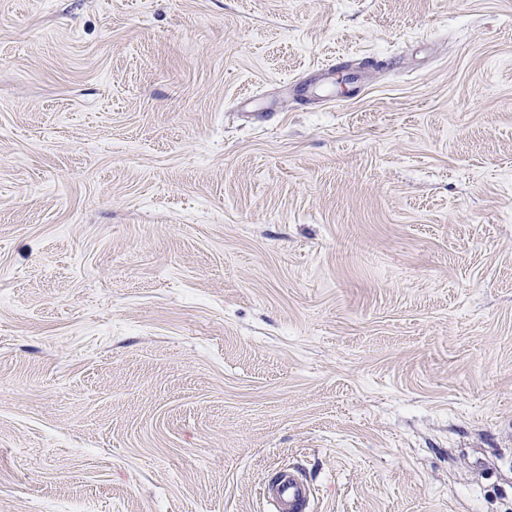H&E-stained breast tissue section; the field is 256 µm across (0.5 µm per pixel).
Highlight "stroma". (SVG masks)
Segmentation results:
<instances>
[{
    "mask_svg": "<svg viewBox=\"0 0 512 512\" xmlns=\"http://www.w3.org/2000/svg\"><path fill=\"white\" fill-rule=\"evenodd\" d=\"M512 512V0H0V512ZM263 497L271 512H310L314 491L307 478L296 468L288 467L264 487Z\"/></svg>",
    "mask_w": 512,
    "mask_h": 512,
    "instance_id": "1",
    "label": "stroma"
}]
</instances>
